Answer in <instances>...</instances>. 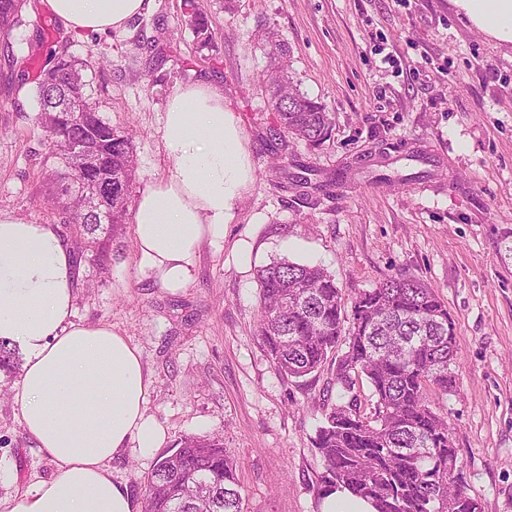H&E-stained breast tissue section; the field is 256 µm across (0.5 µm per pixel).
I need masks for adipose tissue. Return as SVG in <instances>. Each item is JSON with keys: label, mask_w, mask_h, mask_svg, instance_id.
Wrapping results in <instances>:
<instances>
[{"label": "adipose tissue", "mask_w": 512, "mask_h": 512, "mask_svg": "<svg viewBox=\"0 0 512 512\" xmlns=\"http://www.w3.org/2000/svg\"><path fill=\"white\" fill-rule=\"evenodd\" d=\"M474 27L512 43V0H451ZM69 31L120 32L151 0H44ZM169 178L136 201L138 265L172 293L194 279L203 248L224 251L226 229L254 182L246 137L223 92L177 89L162 129ZM69 244L53 225L0 212V337L27 358L14 400L28 436L57 474L0 498V512H142L110 463L128 441L152 456L165 431L149 414L140 350L111 325L74 319Z\"/></svg>", "instance_id": "adipose-tissue-1"}]
</instances>
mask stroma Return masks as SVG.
Here are the masks:
<instances>
[{
    "label": "stroma",
    "instance_id": "1",
    "mask_svg": "<svg viewBox=\"0 0 512 512\" xmlns=\"http://www.w3.org/2000/svg\"><path fill=\"white\" fill-rule=\"evenodd\" d=\"M213 46L198 50L183 0H153L122 33L74 34L42 0H27L0 57V210L72 227L47 211L46 139L34 78L55 43L87 61L100 110L133 135L132 198L168 178L162 146L167 102L180 87L210 84L238 115L255 181L228 225L223 254L203 249L194 281L172 294L142 272L132 226L112 244V269L74 265L75 319L111 324L139 348L153 386L147 408L166 447L218 434L236 464L247 512H321L323 465L314 446L329 370L287 381L256 324L258 269L273 259L323 266L342 291L406 275L436 290L455 321L460 380L428 390L448 418L464 483L483 512H512V45L476 30L450 0H204ZM290 50L301 92L332 117L320 146L290 144L269 171L268 35ZM421 160H413V153ZM350 170L341 186L294 189L310 166ZM408 176L405 184L394 175ZM253 244L251 267L232 255ZM154 458L135 446L112 477L145 498ZM20 408L0 399V498L55 476Z\"/></svg>",
    "mask_w": 512,
    "mask_h": 512
}]
</instances>
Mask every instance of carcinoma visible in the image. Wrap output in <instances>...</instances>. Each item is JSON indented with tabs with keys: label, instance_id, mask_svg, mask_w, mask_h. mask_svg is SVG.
<instances>
[{
	"label": "carcinoma",
	"instance_id": "1",
	"mask_svg": "<svg viewBox=\"0 0 512 512\" xmlns=\"http://www.w3.org/2000/svg\"><path fill=\"white\" fill-rule=\"evenodd\" d=\"M26 0H0V46L10 52L13 30L22 25ZM184 20L198 45L212 33L197 0H184ZM277 56L272 77L270 141L278 163L288 141L310 146L327 137L331 118L324 107L294 86L288 48L269 41ZM53 65L36 82L37 119L54 143L47 201L65 211L77 255L102 273L112 265V238L125 224L134 170L133 135L112 128L100 115L87 63L60 46ZM94 187L106 177L120 182L112 199L76 197L65 174ZM102 205L110 223H92ZM259 336L275 369L286 380L329 366L340 401L323 402L315 448L324 465V493L339 488L370 502L374 512H482L462 481V465L448 423L426 399L431 386L446 394L457 385L458 348L448 307L430 286L414 277L392 276L352 296L344 312L341 290L319 265L280 259L261 267ZM17 345L0 338V373L19 366ZM371 390L363 404L356 384ZM145 512H245L236 465L218 436H187L161 454L146 477Z\"/></svg>",
	"mask_w": 512,
	"mask_h": 512
}]
</instances>
